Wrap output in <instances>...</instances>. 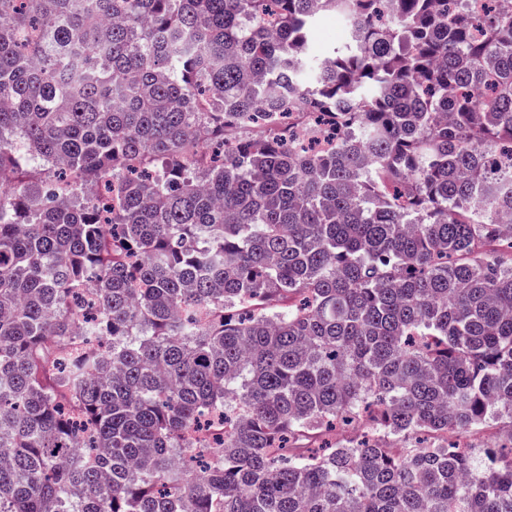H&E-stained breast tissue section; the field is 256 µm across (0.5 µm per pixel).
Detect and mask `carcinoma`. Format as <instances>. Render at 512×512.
<instances>
[{
	"label": "carcinoma",
	"instance_id": "obj_1",
	"mask_svg": "<svg viewBox=\"0 0 512 512\" xmlns=\"http://www.w3.org/2000/svg\"><path fill=\"white\" fill-rule=\"evenodd\" d=\"M489 2L0 0V512H512ZM339 29V32H336ZM350 42L349 26L344 18L338 15L322 16L311 31V47L318 54H324L336 47L343 50Z\"/></svg>",
	"mask_w": 512,
	"mask_h": 512
}]
</instances>
